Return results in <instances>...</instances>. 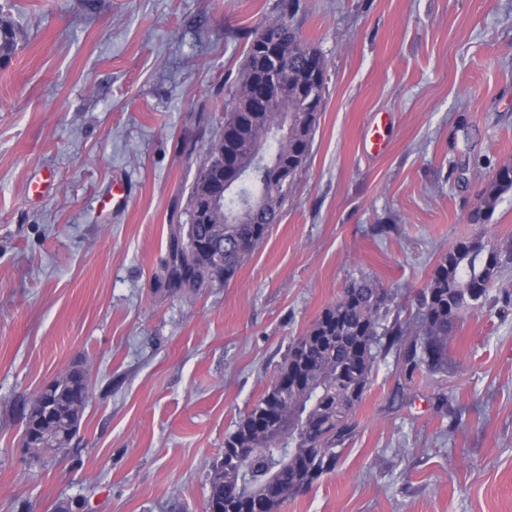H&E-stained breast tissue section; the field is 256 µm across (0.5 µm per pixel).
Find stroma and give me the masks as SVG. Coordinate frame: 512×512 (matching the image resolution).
Here are the masks:
<instances>
[{
  "mask_svg": "<svg viewBox=\"0 0 512 512\" xmlns=\"http://www.w3.org/2000/svg\"><path fill=\"white\" fill-rule=\"evenodd\" d=\"M279 4L0 0L19 38L0 65V512H204L225 436L345 283L414 310L439 256L482 233L470 214L512 162V0H300L327 60L307 162L232 280L168 286L200 158ZM40 170L58 191L33 205ZM117 177L129 202L100 215ZM491 294L403 399L397 354L378 356L334 470L281 512H512V264ZM77 362L73 448L30 464L19 408Z\"/></svg>",
  "mask_w": 512,
  "mask_h": 512,
  "instance_id": "35a3bbf8",
  "label": "stroma"
}]
</instances>
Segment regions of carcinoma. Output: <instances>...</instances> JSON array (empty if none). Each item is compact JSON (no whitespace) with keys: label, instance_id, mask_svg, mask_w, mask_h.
I'll use <instances>...</instances> for the list:
<instances>
[{"label":"carcinoma","instance_id":"cac0c4a2","mask_svg":"<svg viewBox=\"0 0 512 512\" xmlns=\"http://www.w3.org/2000/svg\"><path fill=\"white\" fill-rule=\"evenodd\" d=\"M299 3L285 0L276 18L266 23L249 43L245 64L231 93L234 112L226 113L222 133L204 150L189 195V210L198 222L173 236L167 279L175 289L191 288L213 278L231 280L254 247L278 223L288 199L290 183L274 176L277 166L295 178L310 154L326 91L323 54L292 24ZM276 39L288 41V72L283 74L270 51ZM18 46L16 30L0 20V60H9ZM285 75L289 91L302 96L307 111L297 116L288 136L271 139L280 125L279 107L251 111L265 81ZM267 142L269 155L254 158L255 140ZM245 174L227 201L256 193L265 204L248 224H228L222 210H203L214 182L223 179L224 157ZM512 191V164L497 167L471 215L489 221L502 195ZM512 263V242L494 238L463 239L448 247L418 296L415 312L401 318L403 308L373 278L350 280L336 301L322 311L306 332L293 342L270 377L263 394L224 438V452L209 471L206 504L218 512H279L300 490L309 487L336 465V447L352 430V419L371 381L381 351L394 350L401 360L398 389L413 371L426 364L441 365L448 339L463 316L490 303V291L502 268ZM89 395L84 368L38 390L23 407L27 454L53 460L70 452ZM273 416L287 421L281 436L268 438L261 422ZM243 448H260L245 455Z\"/></svg>","mask_w":512,"mask_h":512}]
</instances>
